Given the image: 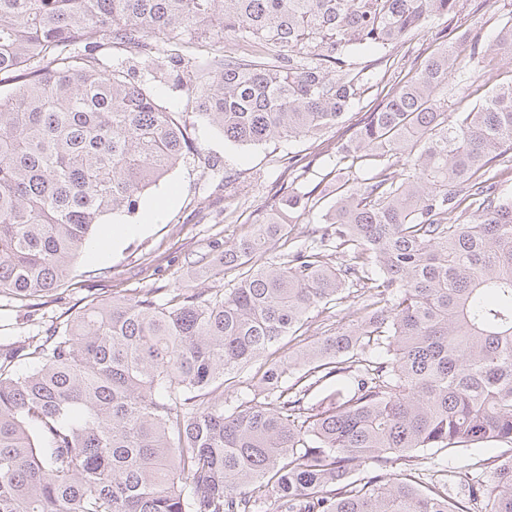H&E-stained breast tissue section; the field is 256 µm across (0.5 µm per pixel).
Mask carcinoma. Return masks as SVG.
Instances as JSON below:
<instances>
[{
    "label": "carcinoma",
    "instance_id": "obj_1",
    "mask_svg": "<svg viewBox=\"0 0 512 512\" xmlns=\"http://www.w3.org/2000/svg\"><path fill=\"white\" fill-rule=\"evenodd\" d=\"M461 0H0V295L57 293L102 218L132 215L189 155L186 92L237 145L336 127L333 203L286 185L215 242L212 291L179 282L91 299L43 336L0 342V512H512V455L457 471L419 452L512 444V83L448 118ZM448 18L420 66L392 49ZM254 41L212 74L183 47ZM369 50L381 70L353 66ZM512 57V19L470 57ZM409 152L403 171L371 162ZM284 247L279 259L268 253ZM354 298L348 324L330 305ZM324 316L310 340L311 315ZM292 343L285 348L283 340ZM27 362L30 369L17 371ZM256 367L250 394L224 387ZM322 407L309 393L330 378ZM366 477L357 482L355 472Z\"/></svg>",
    "mask_w": 512,
    "mask_h": 512
}]
</instances>
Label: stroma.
Wrapping results in <instances>:
<instances>
[{
  "mask_svg": "<svg viewBox=\"0 0 512 512\" xmlns=\"http://www.w3.org/2000/svg\"><path fill=\"white\" fill-rule=\"evenodd\" d=\"M472 38L487 42L491 34L512 18V0H466ZM512 81V60L499 59L483 81L449 82L438 96L449 113L469 111L496 85ZM377 95L369 90L336 128L314 138H296L259 145H233L205 123H197L194 138L201 154L173 169L150 189L146 205L164 201L160 221L147 223L145 209L119 214L120 222L145 223L144 231L127 237L105 260L83 253L70 273L72 289L44 298L27 308L0 296V338L33 336L79 311L93 297H108L132 290L165 289L187 281L200 288L227 287L223 277L208 276L195 267L197 257L213 242L232 243L246 234L276 187L300 180L314 187L336 152L352 138L360 115ZM302 158L299 172L288 167L289 157Z\"/></svg>",
  "mask_w": 512,
  "mask_h": 512,
  "instance_id": "stroma-1",
  "label": "stroma"
}]
</instances>
